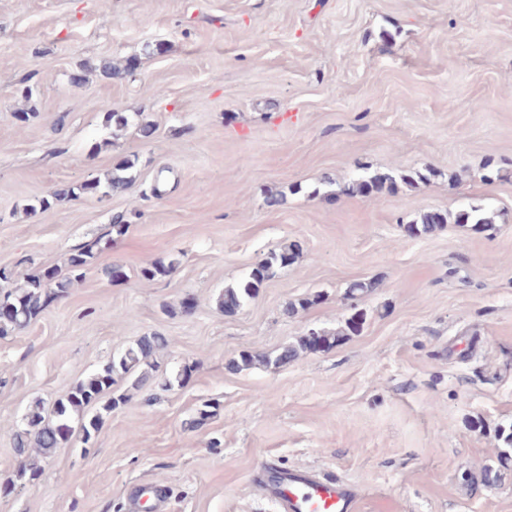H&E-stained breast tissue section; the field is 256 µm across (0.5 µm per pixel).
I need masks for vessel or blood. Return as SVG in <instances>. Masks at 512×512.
<instances>
[{
    "instance_id": "obj_1",
    "label": "vessel or blood",
    "mask_w": 512,
    "mask_h": 512,
    "mask_svg": "<svg viewBox=\"0 0 512 512\" xmlns=\"http://www.w3.org/2000/svg\"><path fill=\"white\" fill-rule=\"evenodd\" d=\"M264 472L258 487L277 512H355L356 495L339 480L275 464L266 465Z\"/></svg>"
}]
</instances>
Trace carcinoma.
<instances>
[{"label":"carcinoma","mask_w":512,"mask_h":512,"mask_svg":"<svg viewBox=\"0 0 512 512\" xmlns=\"http://www.w3.org/2000/svg\"><path fill=\"white\" fill-rule=\"evenodd\" d=\"M135 163L127 160L108 172L104 179H94L79 185L66 186L53 191L49 197L42 198L38 205L29 207V211L46 210L56 201L81 195H100L109 197L112 193L125 189L133 180L132 170ZM396 185V179L390 174H376L360 178L349 183L336 185V195H370L390 190ZM448 223V212L430 210L423 213L419 220L408 225L409 237L418 238L435 232ZM457 224H479L488 229L494 228L493 217L487 215L483 208L472 206L460 211L455 216ZM99 243L83 245L75 249L66 259V273L61 274L52 269L43 274L31 276L22 282L14 280L13 272L0 275V282H10L12 287L0 288V309H8V315L0 314V337L7 336L28 327L44 310L48 302L67 293L74 282L83 278L85 270L92 264ZM294 260L293 253L286 249L271 251L250 272L248 278L237 287L224 289L219 306L226 315L236 313L243 304L252 298L258 288L274 272L277 266H286ZM176 262L158 261L141 270L147 280L170 273ZM340 337L322 331H312L301 337L296 344L287 346L277 352L252 354L244 352L240 360L231 363L234 371L254 365L279 367L304 352H316L328 349L338 343ZM167 338L152 333L140 337L119 356L112 358L98 371L85 379L77 381L53 406L52 418L45 420L40 408L36 407L27 415L26 427L18 430L14 436V452L28 460L18 469L17 478L34 481L40 476L41 466L38 458L47 459L62 448L74 434L81 435L82 442L96 437L103 422L104 414L112 412L127 400V394L117 393L112 387L120 380H125L134 390H142L152 385L162 391H169L173 384H184L186 373L178 374L175 380L153 383L148 371L152 367L153 355L167 347ZM102 410L94 414L89 410L97 404Z\"/></svg>","instance_id":"cac0c4a2"}]
</instances>
